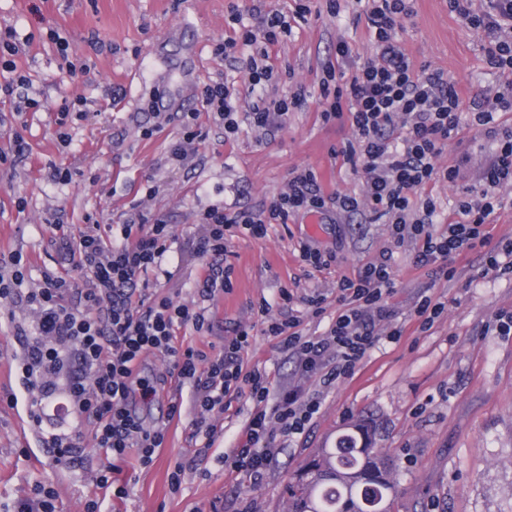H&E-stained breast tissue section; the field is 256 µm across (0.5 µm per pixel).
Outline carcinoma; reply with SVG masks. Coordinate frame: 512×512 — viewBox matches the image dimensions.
<instances>
[{"label": "carcinoma", "mask_w": 512, "mask_h": 512, "mask_svg": "<svg viewBox=\"0 0 512 512\" xmlns=\"http://www.w3.org/2000/svg\"><path fill=\"white\" fill-rule=\"evenodd\" d=\"M375 426L352 420L336 431L285 489L288 512H394L392 461L376 447Z\"/></svg>", "instance_id": "obj_1"}]
</instances>
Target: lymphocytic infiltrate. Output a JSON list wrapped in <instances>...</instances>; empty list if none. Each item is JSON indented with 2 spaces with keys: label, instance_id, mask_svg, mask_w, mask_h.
Returning <instances> with one entry per match:
<instances>
[{
  "label": "lymphocytic infiltrate",
  "instance_id": "f902f5d3",
  "mask_svg": "<svg viewBox=\"0 0 512 512\" xmlns=\"http://www.w3.org/2000/svg\"><path fill=\"white\" fill-rule=\"evenodd\" d=\"M448 8L472 28L483 42L486 62L505 81L491 95L476 94L462 102L454 81L430 64L415 63L405 52L400 35L414 14V0H367L364 12L370 57L357 59L348 42L336 44V62L327 65L320 84L319 112L323 122L349 125L351 140L337 155L363 179L362 195L325 192L310 168L293 171L285 191L274 196L262 212L245 207L204 210L193 240L195 256L206 259L202 296L231 289L232 265L226 264L228 240L237 235L262 238L271 224H285L298 214H325L329 209L362 213L370 222L387 225L394 245L406 240L418 245L416 264L441 263L447 276L464 251L485 248V270L512 273V241L489 248L487 227L501 204L500 192L512 186V123L499 113L512 112V0H448ZM236 36L227 37L222 51L251 48L248 83L269 81L273 67L269 51L278 33L290 30V20L278 10L267 11L259 27L244 25L234 16ZM353 63L352 72L344 64ZM207 111L236 133L241 122L271 134L284 128L289 112L301 108L305 97L259 96L247 112H239L228 85L205 86ZM476 129L496 144L481 175L480 193L464 191L458 198V220L443 230L434 227L436 204L427 188L456 182L460 169L440 166L438 158L450 140L464 129ZM177 236L173 225L159 217L138 215L119 233L87 224L64 234L56 243L68 256L71 276L45 275L40 288L26 287L28 265L22 254H10L0 264V302L26 306L35 324L21 342L24 385L30 394V416L45 417V404L64 394L78 427L49 438L54 461L77 466L84 435H91L105 460L96 471L99 487L114 500L129 496L121 465L135 454L149 468L164 447L169 423L181 414L180 402H170L164 423L146 425L136 403H151L172 386L191 384L196 418L191 439L211 448L218 421L232 403L247 398L250 416L235 448L224 456L228 475H243L260 483L269 468L270 450L277 438L292 440L310 429L320 402L310 385L330 387L351 378L383 336L401 335L390 303L395 292L391 250L362 265L355 276L336 283V311L327 330L303 334L294 319L266 317V335L277 339L282 352L294 359L300 384L273 392L269 374L249 365L253 328L236 324L224 339V350L212 355L185 344L183 330L206 335L211 329L202 309L178 301L177 291H148L146 276L171 281L167 256ZM166 357V371L143 376L148 355Z\"/></svg>",
  "mask_w": 512,
  "mask_h": 512
}]
</instances>
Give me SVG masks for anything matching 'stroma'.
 <instances>
[{"label": "stroma", "mask_w": 512, "mask_h": 512, "mask_svg": "<svg viewBox=\"0 0 512 512\" xmlns=\"http://www.w3.org/2000/svg\"><path fill=\"white\" fill-rule=\"evenodd\" d=\"M41 8L33 16L31 5ZM311 0L306 21L293 24L271 48L274 74L259 93L287 97L304 89L306 101L288 115L274 135L241 126L225 137L223 125L204 112L205 85L228 82L240 111L256 94L247 81L248 49L217 55L216 44L232 33L234 14L257 24L253 0H0V34L16 30L26 44L16 60L29 89L0 90V256L19 251L29 264L28 285L41 287L43 274L63 269L65 254L53 241L51 221L75 231L86 224H122L136 211L161 215L178 236L169 267L173 287L184 301L203 304L212 330L194 344L221 348L234 324L257 322L256 307L268 301L274 317L299 320L305 334H322L336 309V283L354 276L364 263L392 248L388 229L360 213H331L311 227L299 214L289 225L269 226L266 237H235L228 243L235 267L232 289L203 300L204 267L191 255L199 212L220 204L259 209L283 190L291 171L312 168L325 190L356 193L358 178L335 161L332 150L351 139L349 126L323 123L317 110L319 83L337 41L360 53L371 45L359 0ZM415 15L401 42L415 62H426L454 79L463 96L496 91L501 76L485 61L480 37L451 13L448 0H415ZM66 33L71 45L62 56L50 29ZM79 77L60 81L66 62ZM40 102L38 110L16 111L22 93ZM82 99L81 111L65 122L62 107ZM200 115L204 139L187 164L170 161L168 148L179 137L182 116ZM151 137H144L146 129ZM463 142H449L439 162L461 168L458 183L433 187L437 219L455 220L462 188L478 187V169L493 145L468 130ZM470 163H463L464 155ZM71 171L69 181L51 178L52 166ZM306 242L338 250L329 270L301 267L297 247ZM414 243L393 248L396 291L391 298L403 336L382 339L353 378L320 391V410L310 433L277 441V453L261 484L228 479L219 458L233 448L250 404L233 402L224 413L206 463L209 476L185 470L179 490L169 476L189 447L195 410L190 385L177 395L181 417L171 422L164 448L153 465L140 468L128 458L123 469L130 496L121 512H287L284 489L305 459L322 448L342 424L365 417L377 427V445L393 457L398 485L397 512H512V333L498 331L501 313L512 312V274L484 270L482 251L455 263L446 279L438 266L416 268ZM293 300L282 304L281 289ZM325 294L326 313L314 316L303 298ZM444 306L425 332L409 326V311L422 291ZM21 305L0 310V512H17L37 485L58 492V512H84L89 500L112 512L111 499L93 482L101 454L85 440V463L72 469L54 462L38 434H21L28 393L22 383V352L16 325H29ZM249 363L265 367L274 388L297 383L292 359L273 338L255 333Z\"/></svg>", "instance_id": "stroma-1"}]
</instances>
